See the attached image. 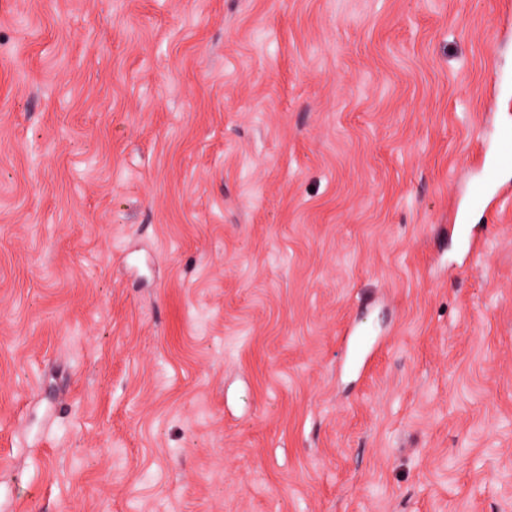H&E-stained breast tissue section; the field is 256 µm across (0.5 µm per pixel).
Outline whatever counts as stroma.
Listing matches in <instances>:
<instances>
[{"label":"stroma","instance_id":"stroma-1","mask_svg":"<svg viewBox=\"0 0 512 512\" xmlns=\"http://www.w3.org/2000/svg\"><path fill=\"white\" fill-rule=\"evenodd\" d=\"M506 127L512 0H0V512H512ZM510 164L512 165V158L510 157L508 160L504 159L500 143L497 141L495 162L487 170L483 181L478 183L474 188L473 194L475 203L479 204L487 199L490 190L497 187L501 171L509 167Z\"/></svg>","mask_w":512,"mask_h":512}]
</instances>
